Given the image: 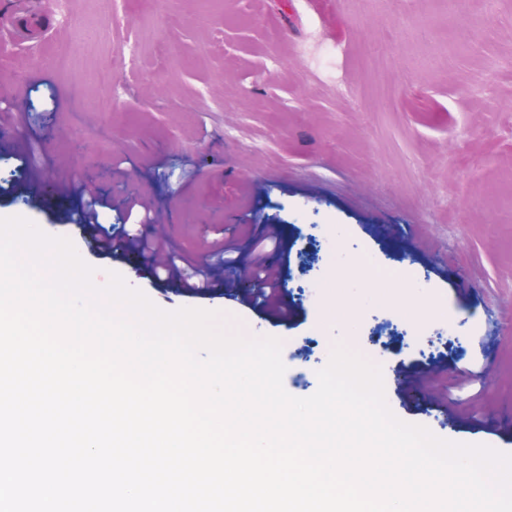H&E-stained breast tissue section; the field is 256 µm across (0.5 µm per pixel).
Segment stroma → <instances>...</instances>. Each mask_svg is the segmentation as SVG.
I'll return each instance as SVG.
<instances>
[{"instance_id": "obj_1", "label": "stroma", "mask_w": 512, "mask_h": 512, "mask_svg": "<svg viewBox=\"0 0 512 512\" xmlns=\"http://www.w3.org/2000/svg\"><path fill=\"white\" fill-rule=\"evenodd\" d=\"M70 2L53 40L0 63V145L38 155L18 191L0 160V217L72 240L97 285L116 272L164 310L278 338L292 395L316 391L340 343L380 366L400 420L512 454V0ZM131 172L179 254L230 226L244 262L283 225L273 260L296 314L252 307L237 278L199 298L90 246L78 183L108 228ZM470 364L480 380L461 379Z\"/></svg>"}]
</instances>
